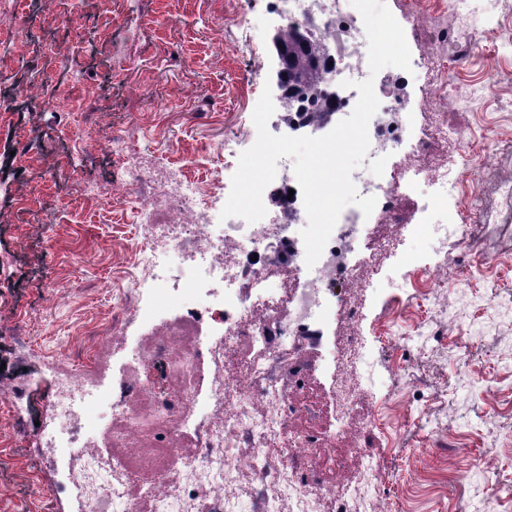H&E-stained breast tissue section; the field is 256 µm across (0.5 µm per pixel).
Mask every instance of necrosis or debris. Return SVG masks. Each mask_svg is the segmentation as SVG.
<instances>
[{
  "instance_id": "4bbe7bcc",
  "label": "necrosis or debris",
  "mask_w": 512,
  "mask_h": 512,
  "mask_svg": "<svg viewBox=\"0 0 512 512\" xmlns=\"http://www.w3.org/2000/svg\"><path fill=\"white\" fill-rule=\"evenodd\" d=\"M272 0L283 30L312 20L330 64L323 89L333 112H352L357 93L346 80L373 78L380 101L369 123L370 146L352 180L359 196L377 199L371 216L354 205L343 209L314 266L298 250L294 227L305 224L302 199L280 206L275 224L221 219L226 197L218 184L193 179L183 164L162 174L137 165L133 136L94 131L73 139L77 162L71 177L80 195L103 206L131 201L139 226L135 256L142 280L133 286L102 282L120 307L104 322L86 327L82 350L46 357L52 376L50 409L33 437L34 447L53 448L68 435L74 487L82 512H234L237 481L251 478L249 512H281L282 497L294 512H386L385 494L363 463L357 475L327 483L322 451L345 436L352 420L361 433L378 423L373 391L362 380L361 325L368 290L388 275L412 226L429 221L431 196L447 197L448 174L419 159L448 139L465 141L448 125L452 112H470L496 83L512 89L511 70H488L460 94L448 91L444 67L449 41L473 34L477 18L512 15V0H406L404 15L424 72L409 83L404 70L370 75L368 39L350 0ZM80 73L57 84L19 82V96L39 107L69 101L83 112L89 97L71 98ZM435 114L427 126L412 121L415 102ZM117 156L127 181L85 182L89 159ZM343 282L339 302L345 329H327L328 290ZM144 322L134 356L115 367L129 329ZM327 346L323 368L327 405L313 403L315 366L302 356L311 343ZM331 407L336 429L317 428ZM307 416V426L293 423Z\"/></svg>"
}]
</instances>
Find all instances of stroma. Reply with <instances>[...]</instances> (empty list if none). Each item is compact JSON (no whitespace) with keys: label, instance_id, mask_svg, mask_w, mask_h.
Returning <instances> with one entry per match:
<instances>
[{"label":"stroma","instance_id":"stroma-1","mask_svg":"<svg viewBox=\"0 0 512 512\" xmlns=\"http://www.w3.org/2000/svg\"><path fill=\"white\" fill-rule=\"evenodd\" d=\"M268 5L269 0H125L117 19L113 0H81L70 16L63 0H42L35 11L25 0H0V90L31 74L58 79V71L47 69L38 56L33 35L64 18L76 27L103 23L106 39L67 61L69 68L82 69L87 88L105 92L103 101L79 116L74 136L90 127L115 135L132 130L148 165L185 162L192 175L209 178L222 171L230 177L234 171L225 168L223 156L205 148L227 138L247 144L257 137L252 115L262 91L247 81L254 73L264 80L271 76L268 30L274 16ZM499 44L497 26L476 31L466 66L447 53L449 79L459 87L482 79L490 58L512 69V55ZM166 91L169 105L158 106ZM511 99L505 88L491 87L481 111L449 113L448 123L468 129L481 148H495L498 139L512 138V113L506 110ZM9 119L12 130L43 144L47 156L64 148L56 137L55 109L30 110L17 102ZM41 173L35 160L27 163L22 180L0 186V374L13 378L18 331L29 330L35 348L30 366L38 371L31 395L43 410L51 378L39 371L40 356L77 348L82 327L111 316L117 299L97 284L133 277L129 247L137 227L125 209L105 213L77 198L69 177L44 187ZM37 223L48 225V236L31 233ZM470 243L496 253L500 269L471 275L468 284L478 301L469 328L453 319L455 297L424 303L406 288L407 272L429 253L427 225L407 237L387 279L371 291L362 333L386 424L366 438L351 433L339 441L335 450L345 453L346 463L328 467L326 478L350 479L360 458L349 447L361 444L375 459L379 486L390 491L392 512H461L476 480L468 470L469 455L481 448L483 433L492 427L512 438V414L498 412L512 401V371L497 362L491 341L469 340L488 304L512 294V211L502 213L493 231L468 225L464 241L449 242L447 265H458ZM50 282L58 289L48 301L43 286ZM421 326L441 329L443 338L408 372H400L402 338ZM461 373L478 379L464 405L448 391ZM67 454L64 448H32L0 403V512H75Z\"/></svg>","mask_w":512,"mask_h":512}]
</instances>
